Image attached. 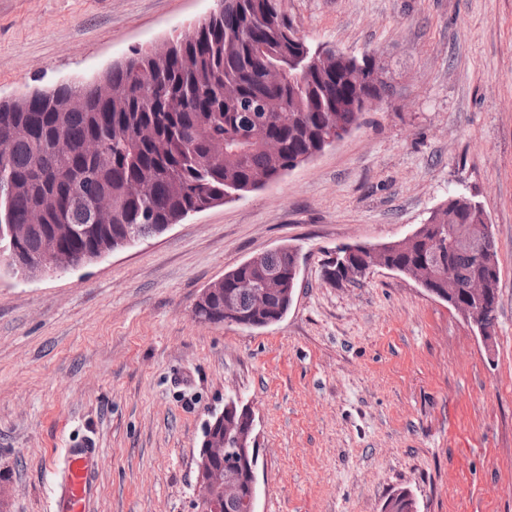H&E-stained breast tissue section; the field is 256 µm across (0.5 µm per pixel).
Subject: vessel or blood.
I'll return each mask as SVG.
<instances>
[{"label":"vessel or blood","mask_w":512,"mask_h":512,"mask_svg":"<svg viewBox=\"0 0 512 512\" xmlns=\"http://www.w3.org/2000/svg\"><path fill=\"white\" fill-rule=\"evenodd\" d=\"M99 460V451L93 441H85L80 447L69 450L54 495V512H91L92 478L99 468Z\"/></svg>","instance_id":"obj_1"}]
</instances>
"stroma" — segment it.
Listing matches in <instances>:
<instances>
[{"label": "stroma", "mask_w": 512, "mask_h": 512, "mask_svg": "<svg viewBox=\"0 0 512 512\" xmlns=\"http://www.w3.org/2000/svg\"><path fill=\"white\" fill-rule=\"evenodd\" d=\"M312 45L375 55L389 91L276 183L61 274L0 270V512H53L68 449L101 450L93 512H196L198 441L255 414L256 512H512V0H277ZM214 0H0V100L92 81ZM484 209L500 263L484 344L377 269L331 285L342 243L406 237L448 198ZM298 251L293 302L243 329L194 315L243 261Z\"/></svg>", "instance_id": "1"}]
</instances>
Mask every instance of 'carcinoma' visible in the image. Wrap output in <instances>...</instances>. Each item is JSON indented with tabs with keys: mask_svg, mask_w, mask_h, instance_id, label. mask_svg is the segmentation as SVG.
<instances>
[{
	"mask_svg": "<svg viewBox=\"0 0 512 512\" xmlns=\"http://www.w3.org/2000/svg\"><path fill=\"white\" fill-rule=\"evenodd\" d=\"M297 40L275 0H222L200 34L179 37L168 49H136L113 63L105 71L111 86L105 98L90 82L1 101L0 135L18 133L6 163L0 162V183L16 187L12 196L0 197V227L28 223L34 209L45 216L17 258L25 262L50 243L83 255L129 233H159L313 158L336 119L356 126L360 113L336 108L382 97L386 82L350 83L348 60L333 63L327 76L305 74L303 65L316 51ZM59 133L72 146L68 154L56 149ZM455 204L459 217L446 252H432L421 240L408 253L390 251L386 264L401 273L418 262L449 268L434 292L445 293L455 310L479 312L472 327L490 340L500 269L499 262L489 268L481 259L497 246L491 234L473 244L470 228L478 217L472 199L458 195ZM289 262V248L282 246L240 263L224 274L223 292L202 315L222 322L226 302L247 307L252 287L265 285ZM481 269L494 278V288L479 301L465 285ZM271 292L273 317L291 298L287 284ZM384 512H417V502L400 490Z\"/></svg>",
	"mask_w": 512,
	"mask_h": 512,
	"instance_id": "carcinoma-1",
	"label": "carcinoma"
}]
</instances>
